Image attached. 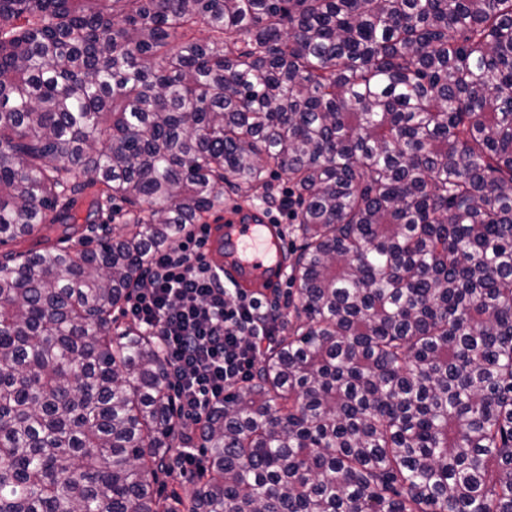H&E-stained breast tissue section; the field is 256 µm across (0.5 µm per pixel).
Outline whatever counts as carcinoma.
Segmentation results:
<instances>
[{
	"mask_svg": "<svg viewBox=\"0 0 512 512\" xmlns=\"http://www.w3.org/2000/svg\"><path fill=\"white\" fill-rule=\"evenodd\" d=\"M207 31L195 37L198 27ZM292 184L282 334L186 438L149 254ZM0 512H512V0H0Z\"/></svg>",
	"mask_w": 512,
	"mask_h": 512,
	"instance_id": "cac0c4a2",
	"label": "carcinoma"
}]
</instances>
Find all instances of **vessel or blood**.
<instances>
[{"instance_id":"b4317fda","label":"vessel or blood","mask_w":512,"mask_h":512,"mask_svg":"<svg viewBox=\"0 0 512 512\" xmlns=\"http://www.w3.org/2000/svg\"><path fill=\"white\" fill-rule=\"evenodd\" d=\"M285 253L280 226L257 210L227 205L223 219L208 227L206 254L211 266L249 292L266 294L279 285Z\"/></svg>"}]
</instances>
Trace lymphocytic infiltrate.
<instances>
[{
	"label": "lymphocytic infiltrate",
	"mask_w": 512,
	"mask_h": 512,
	"mask_svg": "<svg viewBox=\"0 0 512 512\" xmlns=\"http://www.w3.org/2000/svg\"><path fill=\"white\" fill-rule=\"evenodd\" d=\"M205 234V225H192L175 244L153 252L144 287L124 309L130 322L159 338L173 401L197 425L248 377L259 342L280 328L265 297L225 287L205 259Z\"/></svg>",
	"instance_id": "obj_1"
}]
</instances>
